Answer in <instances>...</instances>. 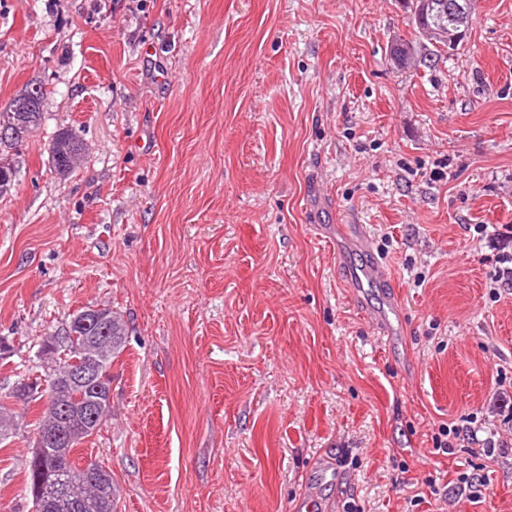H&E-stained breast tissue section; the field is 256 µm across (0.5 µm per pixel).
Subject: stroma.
<instances>
[{"label":"stroma","instance_id":"35a3bbf8","mask_svg":"<svg viewBox=\"0 0 512 512\" xmlns=\"http://www.w3.org/2000/svg\"><path fill=\"white\" fill-rule=\"evenodd\" d=\"M470 16L455 51L403 68L412 0H0V108L48 91L0 147V393L72 314L118 313L111 417L72 455L111 471L117 512H293L328 465L349 482L327 512H512V452L433 449L469 413L499 423L512 384V289L491 298L512 0ZM66 130L85 150L63 177ZM369 261L396 308L348 288L341 264ZM12 410L0 512H33L41 406ZM46 94L47 93L42 85L33 84L29 88H27L23 93L14 97L11 100V102L9 103V106H7V107L9 108V107L13 106L22 96H31L34 99L37 109H38V112H36L38 114V124H37V127H38L41 124L42 117H43L42 109L44 106ZM7 107L3 111L0 112V127H1L2 123L9 122L12 118L11 114L15 113V112H7ZM48 151L55 169L66 173L77 163L82 144L76 134L63 131L49 142ZM76 158L77 161H75Z\"/></svg>","mask_w":512,"mask_h":512}]
</instances>
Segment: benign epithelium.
I'll use <instances>...</instances> for the list:
<instances>
[{
    "mask_svg": "<svg viewBox=\"0 0 512 512\" xmlns=\"http://www.w3.org/2000/svg\"><path fill=\"white\" fill-rule=\"evenodd\" d=\"M436 7L439 14L448 15L449 27L455 30V34L450 35L428 26L425 27V34L430 37L454 40L464 36L469 24L468 13L453 0L448 3L442 0ZM16 110L18 111L16 122L1 128L0 136L20 141L32 132L36 118L34 106L28 100L17 103ZM74 325L95 331L97 335L89 337V356L80 364V367L69 369L63 375L56 377L54 384L83 387L87 390L88 396L72 412L59 405L52 397L45 403V410L50 417L54 418L55 428L45 435L44 442L52 447L64 441L67 431L74 423H79L86 428L96 427L98 412L112 403V384L100 376L101 362L98 355L102 336L112 332V313L102 306L92 307L80 312Z\"/></svg>",
    "mask_w": 512,
    "mask_h": 512,
    "instance_id": "benign-epithelium-1",
    "label": "benign epithelium"
}]
</instances>
